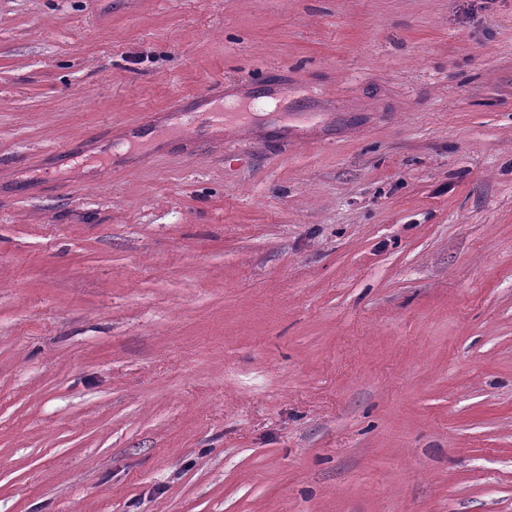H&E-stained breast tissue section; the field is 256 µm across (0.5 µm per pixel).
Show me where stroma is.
<instances>
[{
    "label": "stroma",
    "instance_id": "35a3bbf8",
    "mask_svg": "<svg viewBox=\"0 0 512 512\" xmlns=\"http://www.w3.org/2000/svg\"><path fill=\"white\" fill-rule=\"evenodd\" d=\"M1 182L0 512H512V0H0ZM240 108H224V95L211 93L196 94L176 110H162L149 113L145 118L123 128L121 136L128 144L139 150H156L159 144L151 141V135L163 128L182 140L191 143L200 135H210L213 140L222 141L230 133L246 130ZM206 116L205 123L200 119ZM320 109L316 105L312 109L310 113H308L307 116V122L309 123L306 133L299 134L297 132H294L290 127L288 126H280L278 128L279 134L281 135V138L288 144V142H294L295 144H305L307 143V138L309 139H316L320 136V129L323 126V121L321 120L320 116Z\"/></svg>",
    "mask_w": 512,
    "mask_h": 512
}]
</instances>
